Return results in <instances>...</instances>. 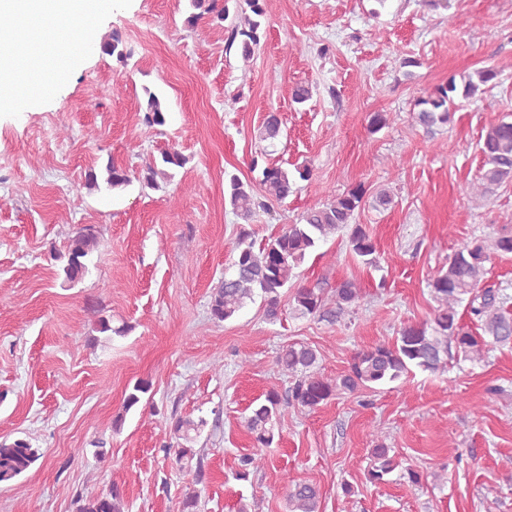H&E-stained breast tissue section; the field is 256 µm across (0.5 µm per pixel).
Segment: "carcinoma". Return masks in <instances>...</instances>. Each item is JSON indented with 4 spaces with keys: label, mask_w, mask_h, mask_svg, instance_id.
<instances>
[{
    "label": "carcinoma",
    "mask_w": 512,
    "mask_h": 512,
    "mask_svg": "<svg viewBox=\"0 0 512 512\" xmlns=\"http://www.w3.org/2000/svg\"><path fill=\"white\" fill-rule=\"evenodd\" d=\"M194 12L185 24L194 27L207 15L222 21L226 10L219 0H190ZM243 24L232 27L227 38L226 49L237 47L245 59L253 57L260 46L261 27L266 15L265 0H242L240 5ZM104 54L120 61L131 57L132 52L123 41L114 36L101 42ZM498 78V71L483 69L473 74L451 76L432 92L418 98L414 104V121L425 133L434 136L436 130L453 121L452 106L457 96L473 97L479 86L487 85ZM167 109L159 97L150 92L144 108L142 123L149 131L166 125ZM281 120L277 113L270 112L258 129L259 139L275 141L281 136ZM479 150L483 164L474 184L479 196L484 197L495 189L512 185V113L503 115L481 133ZM186 164V157L172 146L161 153V163H150L139 171H132L114 161L106 166L105 175L89 169L84 173L82 185L88 189H122L133 181L141 186L157 189L160 182L172 177L170 170ZM250 171L258 172L251 181H242L237 175L229 176L228 201L232 210L244 223H249L259 210H267L268 202L282 201L292 192L297 181L313 184L312 170L307 165L297 166L292 171L273 164L259 166L253 158ZM323 201L309 208L301 218L283 225L274 239L259 249L249 240L250 233L243 229L238 236L236 258L231 270L224 272L212 288L208 303L209 319L224 322L236 317L247 303L260 298L267 319L275 320L281 313V295L285 288L291 289L292 310L302 317L333 320L351 309L360 301L357 284L344 280L329 290L324 284L307 282L294 274L320 244L338 231L347 232L349 252L368 266L375 267L379 256L372 234L363 224H354L355 212L361 208L364 189L358 185L342 193L315 187ZM100 242V229L94 225L79 227L69 240L66 250L52 253L53 259L63 262V283L72 287L90 272L91 257ZM512 254V233L501 234L492 239H473L463 244L448 258V264L438 269L430 282L435 301L433 325L407 323L392 342H378L353 354L347 371L328 378L315 370L317 350L304 343H295L281 350L276 364L281 372L293 379L285 394L271 389L264 398L256 399L248 407L244 423L258 448L271 446L280 435L286 408L290 406L315 410L333 399L353 395L359 391H373L390 383H405L413 369L430 373L443 372L448 366V355L456 350L472 361L484 358L488 345L512 342V312L504 309L499 292L481 286L485 274V262L490 254ZM469 296V307L473 315L480 318L485 335H478L464 327L456 307L462 296ZM151 389L146 380H138L125 397L123 412L113 419V428L121 426L123 414L138 405ZM207 424L203 418L174 417L170 434L177 442L163 445L166 456L174 458L179 470L195 472L201 476V461L195 460L196 450L192 443ZM42 457L41 449L25 438L0 437V485L9 484L28 471ZM372 468L369 478L374 482L401 465L395 450L384 443L371 449ZM239 475L245 478L252 471L261 469L264 457L255 452L240 458ZM284 497L288 512H320V490L305 480L293 477L283 479ZM122 496L117 487L106 493L78 497L75 512H122Z\"/></svg>",
    "instance_id": "carcinoma-1"
}]
</instances>
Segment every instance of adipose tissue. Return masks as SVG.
Segmentation results:
<instances>
[{
    "label": "adipose tissue",
    "instance_id": "adipose-tissue-1",
    "mask_svg": "<svg viewBox=\"0 0 512 512\" xmlns=\"http://www.w3.org/2000/svg\"><path fill=\"white\" fill-rule=\"evenodd\" d=\"M104 0H0V14L37 19L51 27H70L96 21Z\"/></svg>",
    "mask_w": 512,
    "mask_h": 512
}]
</instances>
